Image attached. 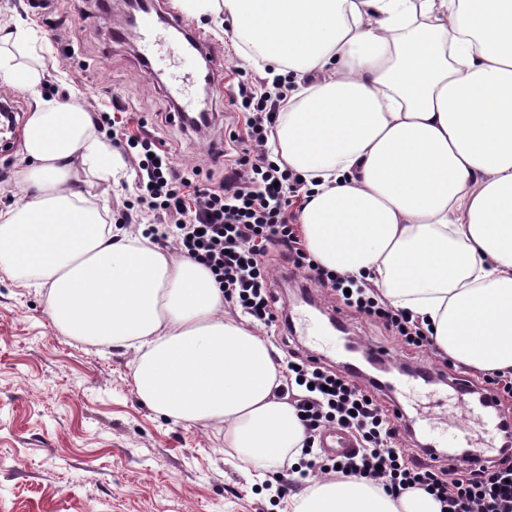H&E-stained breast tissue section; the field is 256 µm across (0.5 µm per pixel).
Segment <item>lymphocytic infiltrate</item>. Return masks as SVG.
<instances>
[{
	"label": "lymphocytic infiltrate",
	"instance_id": "1",
	"mask_svg": "<svg viewBox=\"0 0 512 512\" xmlns=\"http://www.w3.org/2000/svg\"><path fill=\"white\" fill-rule=\"evenodd\" d=\"M288 84L256 89L238 82L229 98L241 112L244 131L230 134L223 181L206 185L177 169L165 143L127 136L136 149V193L125 201L123 223L142 213L154 216L144 234L157 244L174 241L179 252L202 265L224 290V304L266 326L287 322L284 303L265 258L277 250L280 274H293L307 254L296 232L291 207L305 180L280 166L267 146ZM311 285L330 289L344 309L381 323L409 348L435 350L429 324L389 305L378 289L350 275L316 269ZM279 397L287 398L306 429L298 463L291 472H340L375 482L387 494L419 488L442 505V512H512V449L477 467L439 464L425 449L388 446L391 417L377 393L359 386L346 372L298 352L282 337ZM343 427L358 437L354 452L333 458L315 451L323 428Z\"/></svg>",
	"mask_w": 512,
	"mask_h": 512
}]
</instances>
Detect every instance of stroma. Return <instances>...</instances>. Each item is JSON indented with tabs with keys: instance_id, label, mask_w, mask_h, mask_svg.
<instances>
[{
	"instance_id": "stroma-1",
	"label": "stroma",
	"mask_w": 512,
	"mask_h": 512,
	"mask_svg": "<svg viewBox=\"0 0 512 512\" xmlns=\"http://www.w3.org/2000/svg\"><path fill=\"white\" fill-rule=\"evenodd\" d=\"M0 18L36 32L39 50L14 55L22 64L50 66L45 98L75 95L86 111L110 113L116 128L166 142L177 167H197L200 181L223 177V159L182 133L168 98L169 84L198 67L197 59L181 58L179 38H171L151 73L134 45L113 41L94 0H0ZM189 23L222 51L229 85L260 83L223 24L194 17ZM314 298L308 313L319 330L297 337L304 354L338 367L355 361L347 345L361 341L387 350L395 363L443 369L442 356L409 350L364 319L348 317L346 332H338L326 317L335 297L318 290ZM133 359L132 351L58 332L42 291L0 278V512H280V465H265L267 479L257 483L255 467L237 460L215 426L158 416L137 395ZM401 403L408 414H428L429 424L410 432L396 423L395 447L436 442L451 450L463 424L485 445L495 443L448 386H418Z\"/></svg>"
}]
</instances>
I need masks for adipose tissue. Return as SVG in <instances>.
<instances>
[{"label": "adipose tissue", "mask_w": 512, "mask_h": 512, "mask_svg": "<svg viewBox=\"0 0 512 512\" xmlns=\"http://www.w3.org/2000/svg\"><path fill=\"white\" fill-rule=\"evenodd\" d=\"M228 17L241 57L291 76L270 142L312 184L300 213L311 257L372 282L425 318L456 363L512 373V0H178ZM31 32L0 24V79L34 96L25 166L0 210V274L46 289L54 328L135 353L140 400L175 423L214 424L248 464L281 460L304 428L276 398L268 340L224 314L203 266L113 230L78 170L121 158L71 98L43 100L17 63ZM290 512H441L353 476L320 478Z\"/></svg>", "instance_id": "ef3b65f1"}]
</instances>
